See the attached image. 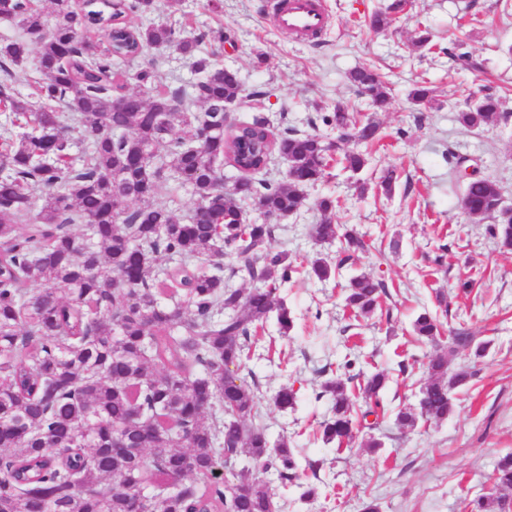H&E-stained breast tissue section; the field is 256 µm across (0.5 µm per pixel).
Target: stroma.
<instances>
[{"mask_svg":"<svg viewBox=\"0 0 512 512\" xmlns=\"http://www.w3.org/2000/svg\"><path fill=\"white\" fill-rule=\"evenodd\" d=\"M269 0H182L171 10L134 16L135 24H170L202 37L201 49L237 71L245 90L264 89L258 100L244 99L238 115L259 110L273 132L291 125L308 131L320 113L336 102L366 110L347 79L358 67H380L390 75L393 100L374 113L380 139L369 146L370 165L359 177L331 167L324 181L308 187V203L284 218L275 249L306 266L316 253L338 258L339 244H317L312 224L322 218L318 199H335L332 219L363 234L371 246L321 282L301 272L280 296L294 318L288 335L268 322L257 335L248 363L259 388L263 423L271 438L288 437L301 460L320 461L319 494L304 501L297 488L284 496V512H361L362 501L376 499L380 512H464L469 500L486 494L496 461L512 453V250L488 233L489 222L473 219L460 207L462 185L453 183L450 154L478 159L480 170L498 183L512 203V13L504 0H409L404 14L387 30L372 31L366 21L382 0H326L327 31L321 43L298 41L273 23ZM429 33L432 48L417 46ZM465 33L466 49L481 62L462 68L442 49L448 38ZM153 85L160 90L190 87L196 75L180 55L154 49ZM434 91L430 109L414 106L408 94L418 82ZM501 95L503 116L467 130L457 121L461 89ZM392 167L398 181L392 195L376 182ZM366 271L388 286V295L371 318L349 321L343 309L349 279ZM473 284L470 293L460 281ZM437 312L445 327L440 345L415 342L412 324L423 310ZM464 331L473 344L487 343L484 357L454 342ZM447 351L453 368L473 371L469 386L455 390V410L442 422L396 423L400 407L418 403L424 367L437 350ZM358 356L363 370L383 369L390 380L380 393L385 412L375 429L362 430L345 449L322 439L329 402L321 398V370ZM293 385L294 411H279L272 395ZM383 442L378 451L365 443Z\"/></svg>","mask_w":512,"mask_h":512,"instance_id":"stroma-1","label":"stroma"}]
</instances>
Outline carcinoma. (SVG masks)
<instances>
[{"instance_id": "obj_1", "label": "carcinoma", "mask_w": 512, "mask_h": 512, "mask_svg": "<svg viewBox=\"0 0 512 512\" xmlns=\"http://www.w3.org/2000/svg\"><path fill=\"white\" fill-rule=\"evenodd\" d=\"M51 19L30 0H0V20L25 39L0 41V67L31 66L39 74L35 105L0 84V512H282L276 490L243 472L255 465L277 475L286 488L302 466L285 437L273 440L260 423L257 395L240 375L251 360L257 330L275 318L281 334L294 319L278 290L298 273L285 251L272 247L276 225L242 224L247 201L268 213H298L305 189L342 169L361 172L368 154L344 148V139L317 130L287 127L274 134L254 112L224 128V106L243 97L235 73H224L200 51L203 37L173 25L135 26L129 17L153 9L155 0H51ZM408 0H390L370 16L374 30L389 27ZM100 32L104 40L85 37ZM451 41L448 54L463 66L480 63ZM170 48L198 75L190 89L151 91L152 73L142 65L148 51ZM135 65L140 91L129 92ZM349 81L375 112L391 99L387 77L356 68ZM458 121L478 128L499 113L501 97L462 90ZM123 105H116L117 100ZM416 106L433 101L417 84ZM201 104L202 111L192 107ZM336 131L349 125L352 140L367 146L379 137L370 119L355 122L354 109L337 103L321 115ZM31 131H25V128ZM89 144L72 157L70 131ZM288 162L285 180L264 177L274 155ZM240 175L229 195L217 189L224 163ZM398 175L380 171L377 186L394 191ZM173 182L196 196L187 215L157 204ZM41 196L32 195L33 188ZM489 176L464 185L461 208L490 218V235L512 249V206L501 204ZM312 225L319 243L343 244L344 257L323 254L309 261L320 281L370 246L355 229L333 222L336 201L323 197ZM38 209L23 234L16 225ZM81 224L86 237L73 234ZM243 273L252 284L226 281ZM386 295L385 284L366 272L354 275L345 295L353 318H368ZM417 340L438 343L437 314L413 322ZM448 354L431 357L418 409L402 408L398 424L422 417L441 421L454 411L453 391L472 373L452 370ZM358 394L342 375L326 381L332 407L322 436L338 446L355 438L356 423L377 415L388 373L358 370ZM298 393L284 384L273 395L282 412L295 410ZM224 461L237 480L210 478ZM493 491L465 504L470 512H512V454L491 474Z\"/></svg>"}]
</instances>
